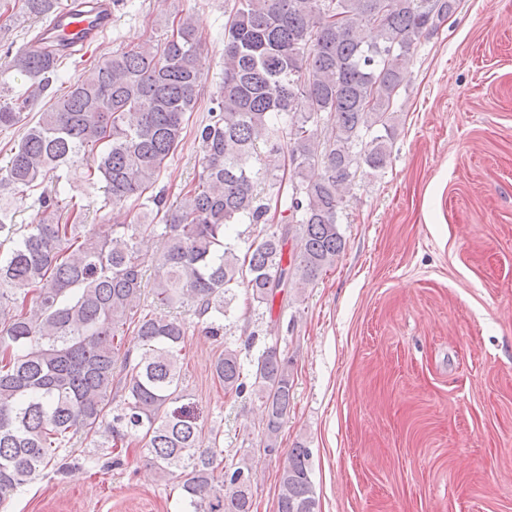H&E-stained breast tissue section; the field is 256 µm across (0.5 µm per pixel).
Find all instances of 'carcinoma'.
Wrapping results in <instances>:
<instances>
[{
  "label": "carcinoma",
  "mask_w": 512,
  "mask_h": 512,
  "mask_svg": "<svg viewBox=\"0 0 512 512\" xmlns=\"http://www.w3.org/2000/svg\"><path fill=\"white\" fill-rule=\"evenodd\" d=\"M456 0H231L224 24V80L196 134L198 181L167 205L161 170L185 139L203 82L200 35L191 15L171 34L116 51L68 86L26 128L0 169V508L84 435L113 451L143 444L155 473L177 481L185 512H253L252 470L226 466L219 432L203 435L182 398L187 324L142 304L138 239L169 231L154 302L190 305L211 337L224 335L226 307L244 289L259 304L313 283L343 251L339 231L358 168L377 173L389 156L394 112L413 46L456 10ZM45 17L55 0H24ZM372 32L362 41L356 28ZM66 55L19 51L10 68L27 93L0 104V130L48 89ZM324 130L323 141L317 131ZM287 156L290 181L281 170ZM78 173L102 185L110 234L85 230L63 196ZM35 189L40 223L12 224L16 202ZM66 220H61V212ZM286 225L241 248L238 224ZM300 250L284 259L290 229ZM138 353L121 351L127 333ZM224 393L249 391L263 406L268 453L279 450L293 398L288 357L268 346L245 374L226 346L211 365ZM122 400L112 407L116 390ZM311 449L288 450L277 512H316Z\"/></svg>",
  "instance_id": "cac0c4a2"
}]
</instances>
